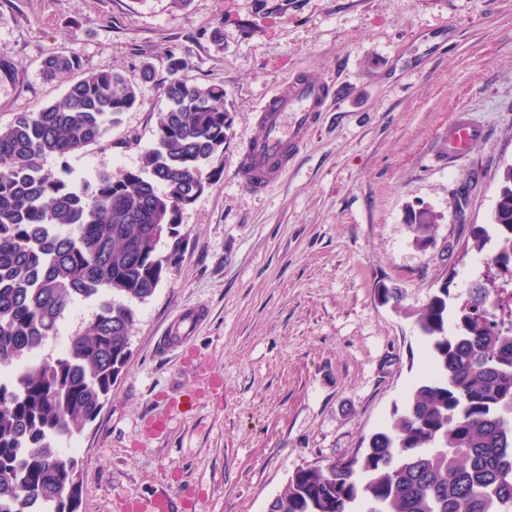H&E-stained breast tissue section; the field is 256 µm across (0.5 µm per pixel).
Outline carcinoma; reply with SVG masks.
Instances as JSON below:
<instances>
[{"instance_id": "cac0c4a2", "label": "carcinoma", "mask_w": 512, "mask_h": 512, "mask_svg": "<svg viewBox=\"0 0 512 512\" xmlns=\"http://www.w3.org/2000/svg\"><path fill=\"white\" fill-rule=\"evenodd\" d=\"M169 59L164 109L136 170L76 183L45 170L98 144L138 104L135 83L98 72L74 52L52 54L44 73L79 71L63 97L0 127V368L41 353L80 299L93 319L8 383L0 382V512H73L78 461L60 450L99 416L131 347L133 306L168 271L156 252L181 210L212 185L232 117L224 89L189 81ZM428 208L408 224L425 244ZM491 229L472 235L484 270L463 293L443 284L409 310L398 288H380L415 317L429 373L400 415L356 454L298 469L267 512H512V164L500 178ZM119 295L124 302H115Z\"/></svg>"}]
</instances>
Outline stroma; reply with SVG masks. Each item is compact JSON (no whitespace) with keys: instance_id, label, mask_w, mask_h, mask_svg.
Masks as SVG:
<instances>
[{"instance_id":"obj_1","label":"stroma","mask_w":512,"mask_h":512,"mask_svg":"<svg viewBox=\"0 0 512 512\" xmlns=\"http://www.w3.org/2000/svg\"><path fill=\"white\" fill-rule=\"evenodd\" d=\"M61 51L122 73L139 98L69 157L71 178L139 167L169 54L191 82L223 87L233 119L212 185L157 245L169 272L136 306L131 355L78 437L77 512H119L173 471L197 512H266L299 468L364 448L419 378L414 320L380 288L417 308L441 285L464 292L482 268L463 247L512 164V0H0L1 126L79 80L44 76ZM307 71L331 81L334 101L283 178L248 193L236 165L262 133L257 113ZM459 110L484 135L452 162ZM420 206L438 217L423 245L406 222ZM196 306L209 316L187 352H156ZM158 418L165 433L144 437Z\"/></svg>"}]
</instances>
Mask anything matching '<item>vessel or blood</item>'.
<instances>
[{
  "label": "vessel or blood",
  "instance_id": "obj_1",
  "mask_svg": "<svg viewBox=\"0 0 512 512\" xmlns=\"http://www.w3.org/2000/svg\"><path fill=\"white\" fill-rule=\"evenodd\" d=\"M331 97L329 83L314 74L298 77L288 96L269 97L258 113L262 127L260 139L252 142L243 154L239 179L250 192L264 191L287 170L295 149L302 143L310 125L324 112ZM482 135V128L467 114L457 113L448 125V156H464L474 141ZM203 317L202 311L182 314L162 337L159 346L170 350L183 346L189 330ZM175 484L166 483L153 496H132L121 505V512H194V499H177Z\"/></svg>",
  "mask_w": 512,
  "mask_h": 512
}]
</instances>
